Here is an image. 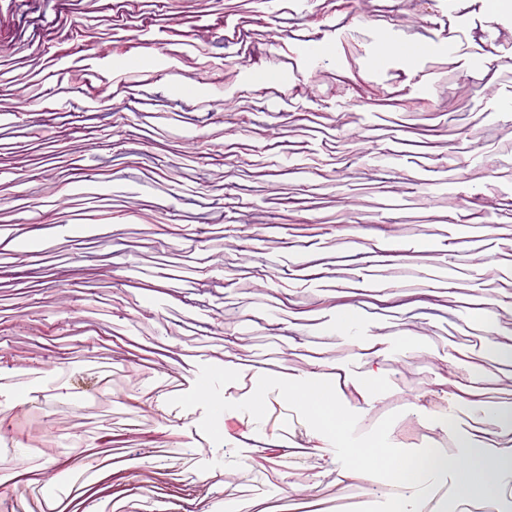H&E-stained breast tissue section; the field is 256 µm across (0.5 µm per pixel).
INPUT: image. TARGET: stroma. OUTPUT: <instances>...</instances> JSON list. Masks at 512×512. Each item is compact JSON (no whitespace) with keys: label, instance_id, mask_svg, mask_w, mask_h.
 <instances>
[{"label":"stroma","instance_id":"obj_1","mask_svg":"<svg viewBox=\"0 0 512 512\" xmlns=\"http://www.w3.org/2000/svg\"><path fill=\"white\" fill-rule=\"evenodd\" d=\"M508 57L512 8L492 0H0V379L67 363L88 386L111 367L109 416L56 421L119 450L90 512L153 496L228 512L236 455L289 463L254 512L348 496L302 421L273 453L243 411L220 446L164 414L112 421L126 386L184 393L203 364L252 385L328 379L356 413H398L418 446L452 426L464 458L512 455V421L485 442L456 399L472 385L512 407V361L490 351L512 346ZM485 297L503 304L476 310ZM42 426L26 416L16 445L56 480L25 496L31 477L0 474L7 512H44L71 484ZM203 446L211 460L183 469Z\"/></svg>","mask_w":512,"mask_h":512}]
</instances>
